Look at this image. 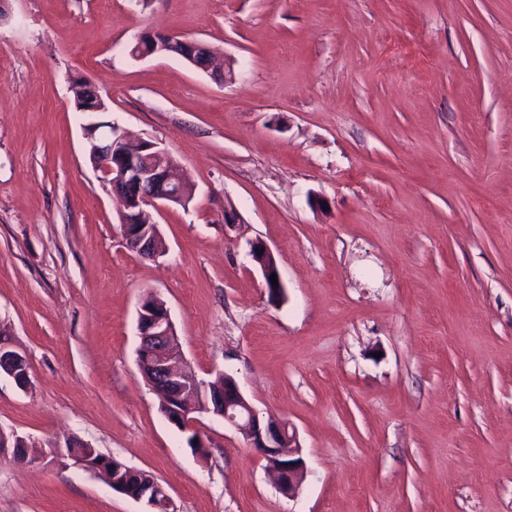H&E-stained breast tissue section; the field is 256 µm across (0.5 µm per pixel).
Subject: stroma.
I'll use <instances>...</instances> for the list:
<instances>
[{
  "label": "stroma",
  "mask_w": 512,
  "mask_h": 512,
  "mask_svg": "<svg viewBox=\"0 0 512 512\" xmlns=\"http://www.w3.org/2000/svg\"><path fill=\"white\" fill-rule=\"evenodd\" d=\"M0 22V512H147L49 444L77 436L175 512H512V0H5ZM144 32L207 43L227 82ZM193 187L143 260L91 165L70 78ZM238 221H224L225 207ZM272 251L271 303L252 259ZM199 380L235 378L307 465L283 495L222 419L160 413L138 310ZM258 250H261V253H258ZM253 260L257 263L258 266H260V272L263 279V286L265 290L267 291L268 297L273 302H279L282 300L284 296V288L281 280V276L279 273V270L276 269L275 271L270 270L269 267L266 264V257L268 255H272L271 250L262 242H257L252 246L251 249ZM257 254H262L263 257L260 262L257 261ZM272 274L277 275L278 279V285H273L270 281V277ZM30 366L25 354L13 349L0 338V377L10 378L19 388L30 385Z\"/></svg>",
  "instance_id": "1"
}]
</instances>
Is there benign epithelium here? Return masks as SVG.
I'll return each instance as SVG.
<instances>
[{"mask_svg": "<svg viewBox=\"0 0 512 512\" xmlns=\"http://www.w3.org/2000/svg\"><path fill=\"white\" fill-rule=\"evenodd\" d=\"M164 54L211 73L218 81L227 80L228 72L214 65L212 52L199 40L177 38L170 34L142 35L137 38L131 55L137 59ZM97 123L84 127L85 138L95 140L94 166L101 172L112 192L122 202L120 235L127 250L143 259H155L161 254L156 222L147 212L167 204H188L187 183L178 163L157 143L140 141L138 149L132 143L115 138L112 133H99ZM263 286L273 302L282 300L283 284L270 281L279 271L269 269L265 261L258 262ZM140 344L138 364L145 381L159 398L160 411L167 420L183 432H195L194 414L206 412L223 418L249 442L251 448L266 461V467L276 479L279 491L293 496L305 477V463L299 455L297 437L285 421L264 419L245 398L236 381L226 375L224 383L210 385L196 381L185 360L174 324L166 304L156 297L145 298L138 313ZM30 366L25 354L0 339V376L10 378L18 387L30 385ZM67 456L87 470L105 469V463L93 462L82 449L87 443L75 437L66 445L51 444L53 453ZM114 475L107 480L112 490L134 500H144L151 512H169L171 499L167 489L152 475L143 473L146 483L128 484L125 466L115 459Z\"/></svg>", "mask_w": 512, "mask_h": 512, "instance_id": "7a95c632", "label": "benign epithelium"}]
</instances>
